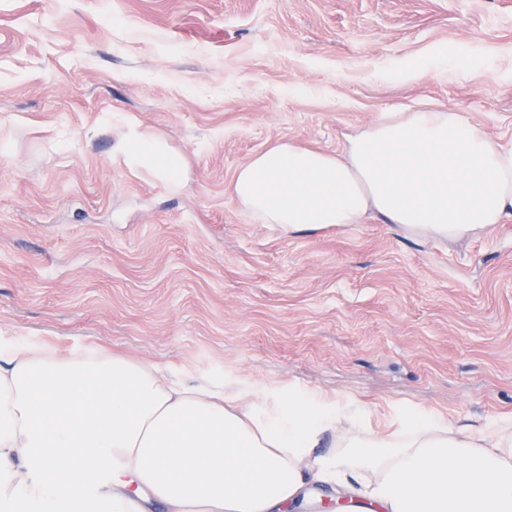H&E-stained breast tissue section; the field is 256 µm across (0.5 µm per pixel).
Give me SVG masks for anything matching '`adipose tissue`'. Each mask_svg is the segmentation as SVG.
I'll return each mask as SVG.
<instances>
[{"label": "adipose tissue", "mask_w": 512, "mask_h": 512, "mask_svg": "<svg viewBox=\"0 0 512 512\" xmlns=\"http://www.w3.org/2000/svg\"><path fill=\"white\" fill-rule=\"evenodd\" d=\"M118 153L180 187L184 160L151 128L132 123ZM225 193L286 235L371 214L458 237L512 216V146L445 108L388 112L333 152L274 144ZM321 485L377 512H512V417L396 409L375 426L356 400L0 341V512H294Z\"/></svg>", "instance_id": "ef3b65f1"}]
</instances>
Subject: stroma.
Wrapping results in <instances>:
<instances>
[{
	"label": "stroma",
	"instance_id": "stroma-1",
	"mask_svg": "<svg viewBox=\"0 0 512 512\" xmlns=\"http://www.w3.org/2000/svg\"><path fill=\"white\" fill-rule=\"evenodd\" d=\"M426 105L512 144V0H0V339L354 397L376 421L512 414V218L286 236L224 193L277 142L333 151ZM132 121L183 156L181 190L115 155Z\"/></svg>",
	"mask_w": 512,
	"mask_h": 512
}]
</instances>
